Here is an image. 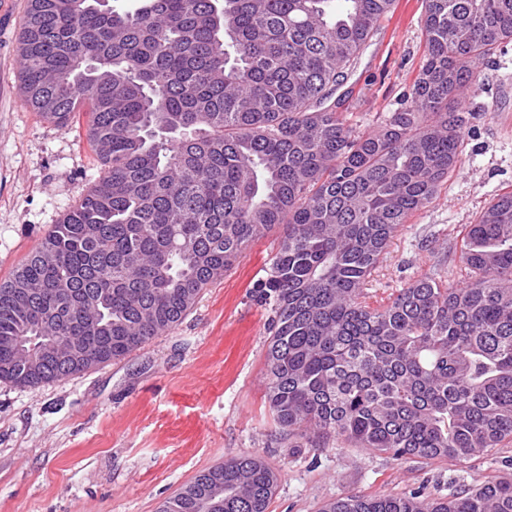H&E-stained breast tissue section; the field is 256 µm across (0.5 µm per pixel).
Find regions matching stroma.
<instances>
[{"label": "stroma", "mask_w": 512, "mask_h": 512, "mask_svg": "<svg viewBox=\"0 0 512 512\" xmlns=\"http://www.w3.org/2000/svg\"><path fill=\"white\" fill-rule=\"evenodd\" d=\"M25 0L0 10V281L76 206L101 164L87 116L43 121L22 100L17 57ZM422 0L395 10L350 76L354 123L375 126L410 92L424 48ZM456 169L394 237L369 279L374 299L438 271L463 276L455 244L497 195L512 192V44L477 67ZM283 235L274 227L204 288L172 330L123 359L23 388L0 381V512H157L231 455L274 471L267 512H319L347 494L445 498L458 485L512 480V443L463 461L397 460L341 437L289 434L265 401L267 305L255 298Z\"/></svg>", "instance_id": "obj_1"}]
</instances>
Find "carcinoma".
Listing matches in <instances>:
<instances>
[{
    "mask_svg": "<svg viewBox=\"0 0 512 512\" xmlns=\"http://www.w3.org/2000/svg\"><path fill=\"white\" fill-rule=\"evenodd\" d=\"M26 0L20 92L45 121L89 108L103 172L0 282V381L82 372L34 360L80 337L101 363L176 327L277 224L267 400L292 432L396 459L462 460L512 440V193L467 226L465 280L364 288L397 230L464 149L477 65L512 42V0H422L425 54L400 107L362 131L342 111L355 61L395 0ZM254 456L199 475L158 512H267ZM321 512H512V482L347 495Z\"/></svg>",
    "mask_w": 512,
    "mask_h": 512,
    "instance_id": "carcinoma-1",
    "label": "carcinoma"
}]
</instances>
